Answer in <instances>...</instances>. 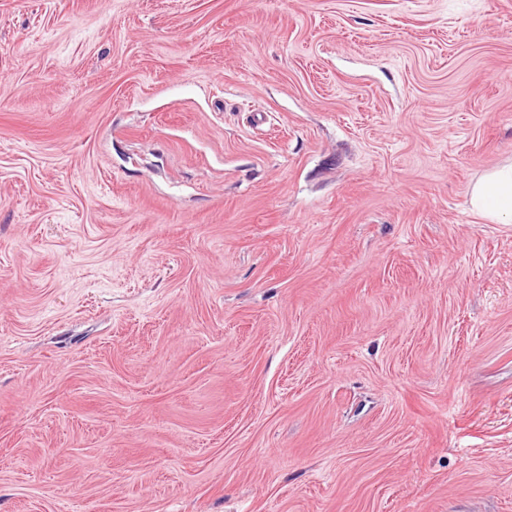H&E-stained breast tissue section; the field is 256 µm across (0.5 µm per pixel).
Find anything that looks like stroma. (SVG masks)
Returning a JSON list of instances; mask_svg holds the SVG:
<instances>
[{
  "label": "stroma",
  "instance_id": "obj_1",
  "mask_svg": "<svg viewBox=\"0 0 512 512\" xmlns=\"http://www.w3.org/2000/svg\"><path fill=\"white\" fill-rule=\"evenodd\" d=\"M512 0H0V512H512ZM471 202L485 218L512 222V165L479 180L472 188Z\"/></svg>",
  "mask_w": 512,
  "mask_h": 512
}]
</instances>
